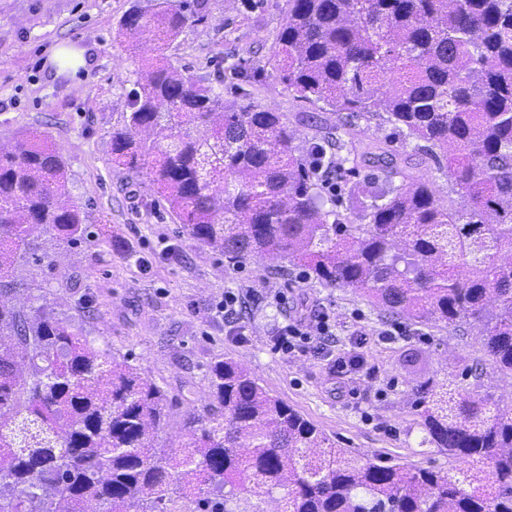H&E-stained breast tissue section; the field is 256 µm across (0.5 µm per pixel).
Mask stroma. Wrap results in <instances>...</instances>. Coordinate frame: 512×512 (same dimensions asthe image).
<instances>
[{
  "label": "stroma",
  "mask_w": 512,
  "mask_h": 512,
  "mask_svg": "<svg viewBox=\"0 0 512 512\" xmlns=\"http://www.w3.org/2000/svg\"><path fill=\"white\" fill-rule=\"evenodd\" d=\"M131 3L0 0V149L11 150L32 132L47 138L67 164L69 198L91 230L75 245L39 233L38 251L15 267L23 287L6 302L80 312L96 347L127 357L165 390L169 419L154 437L157 446L187 440L186 421L204 403L209 367L224 357L242 364L337 447L388 464L447 467L446 452L422 441L416 405L424 389L455 380L512 409V376L484 354L478 328L409 323L405 335L386 342L378 332L388 321L361 291L322 287L280 257L233 263L187 239L149 176L112 160V131L124 124L136 73L155 47L149 35L134 49L119 38L117 23ZM201 3L167 50L173 65L223 85L225 98L242 89L254 103L284 113L299 149L349 125V118L293 98L259 70L287 0ZM62 48L84 50L85 65L53 63L52 53ZM236 60L246 62L250 74L240 88L222 67ZM228 288L250 291L240 315L247 328L242 338L209 312ZM274 290L284 292L287 303H274ZM319 307L336 319L337 352L361 355L362 369L338 377L327 360L272 350L274 328ZM467 365L477 366L479 378H462Z\"/></svg>",
  "instance_id": "obj_1"
}]
</instances>
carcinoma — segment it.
<instances>
[{
	"label": "carcinoma",
	"instance_id": "obj_1",
	"mask_svg": "<svg viewBox=\"0 0 512 512\" xmlns=\"http://www.w3.org/2000/svg\"><path fill=\"white\" fill-rule=\"evenodd\" d=\"M189 0L134 4L119 35L156 54L130 91L112 159L151 181L197 244L232 262L276 255L325 288H354L385 314L458 330L482 324L485 354L512 374V0H288L262 67L292 96L389 125L410 150L374 139L382 184L348 188L349 214L324 208L319 177L284 114L231 100L165 54ZM328 140L332 174L357 153ZM445 165L448 192L415 175ZM400 177L403 184L394 185ZM57 149L32 136L0 150V512H512V411L451 382L417 404L423 442L466 464L382 465L338 448L231 358L178 449L151 443L169 399L125 358L92 346L81 315L1 301L34 232L89 236Z\"/></svg>",
	"mask_w": 512,
	"mask_h": 512
}]
</instances>
